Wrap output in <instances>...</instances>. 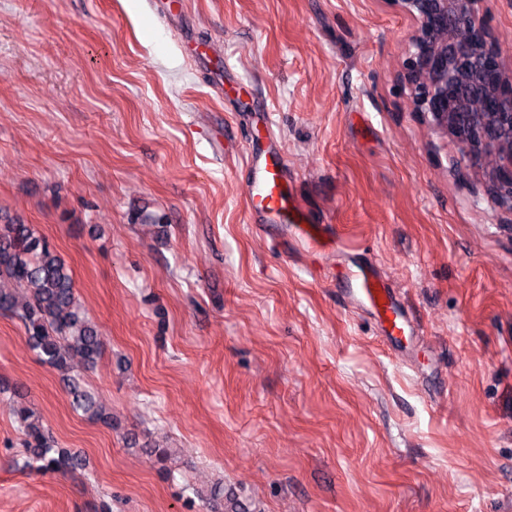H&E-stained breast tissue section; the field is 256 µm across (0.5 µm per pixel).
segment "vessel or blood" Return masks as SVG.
<instances>
[{"label":"vessel or blood","instance_id":"b4317fda","mask_svg":"<svg viewBox=\"0 0 512 512\" xmlns=\"http://www.w3.org/2000/svg\"><path fill=\"white\" fill-rule=\"evenodd\" d=\"M249 177L246 196L250 223L260 225L272 235L282 233L301 243L313 245L331 234L333 227L319 223L293 199L288 188V161L275 143L249 144L246 149ZM352 307L374 309L384 324L386 341H396L405 332L406 319L401 300L388 288L373 266L365 265L348 277L342 289Z\"/></svg>","mask_w":512,"mask_h":512}]
</instances>
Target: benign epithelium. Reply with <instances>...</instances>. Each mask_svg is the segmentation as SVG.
I'll list each match as a JSON object with an SVG mask.
<instances>
[{
    "label": "benign epithelium",
    "instance_id": "benign-epithelium-1",
    "mask_svg": "<svg viewBox=\"0 0 512 512\" xmlns=\"http://www.w3.org/2000/svg\"><path fill=\"white\" fill-rule=\"evenodd\" d=\"M416 21L406 79L419 111L431 115L478 163L499 157L488 190L512 211V73L478 18L481 0H388Z\"/></svg>",
    "mask_w": 512,
    "mask_h": 512
}]
</instances>
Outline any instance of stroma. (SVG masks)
I'll return each instance as SVG.
<instances>
[{"instance_id": "stroma-1", "label": "stroma", "mask_w": 512, "mask_h": 512, "mask_svg": "<svg viewBox=\"0 0 512 512\" xmlns=\"http://www.w3.org/2000/svg\"><path fill=\"white\" fill-rule=\"evenodd\" d=\"M479 16L512 68V0ZM415 28L384 0H0V223L65 260L112 413L73 412L0 315V512H204L193 487L223 481L254 512H512V211L496 156L418 111ZM269 134L336 227L317 251L248 221L243 149ZM365 262L409 347L339 293ZM20 396L83 469L22 470Z\"/></svg>"}]
</instances>
